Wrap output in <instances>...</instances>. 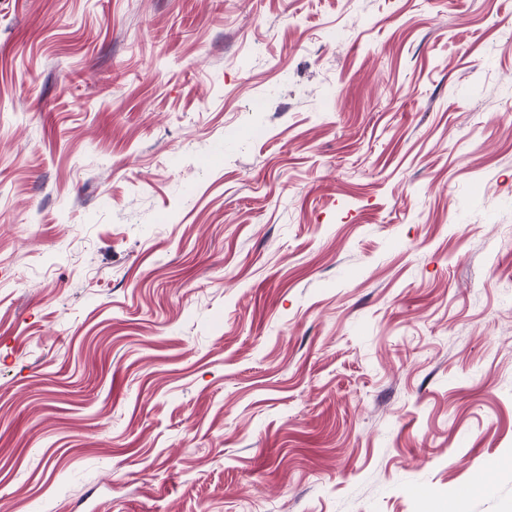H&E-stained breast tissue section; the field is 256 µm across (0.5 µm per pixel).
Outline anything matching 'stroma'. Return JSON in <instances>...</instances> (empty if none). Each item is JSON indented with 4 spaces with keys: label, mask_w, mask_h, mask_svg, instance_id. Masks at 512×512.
I'll return each instance as SVG.
<instances>
[{
    "label": "stroma",
    "mask_w": 512,
    "mask_h": 512,
    "mask_svg": "<svg viewBox=\"0 0 512 512\" xmlns=\"http://www.w3.org/2000/svg\"><path fill=\"white\" fill-rule=\"evenodd\" d=\"M512 512V0H0V512Z\"/></svg>",
    "instance_id": "1"
}]
</instances>
